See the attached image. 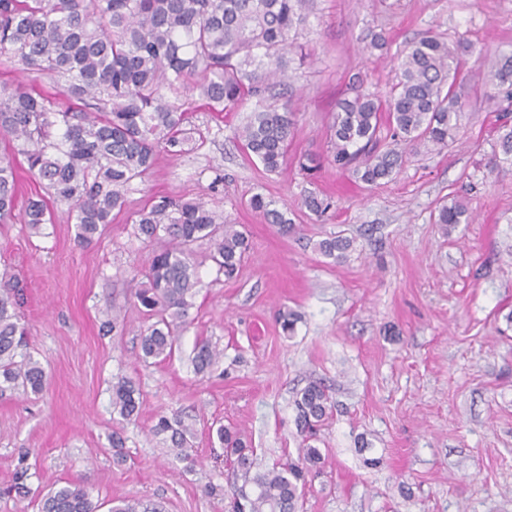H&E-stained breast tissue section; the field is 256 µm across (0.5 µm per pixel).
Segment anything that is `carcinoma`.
<instances>
[{
  "label": "carcinoma",
  "instance_id": "1",
  "mask_svg": "<svg viewBox=\"0 0 512 512\" xmlns=\"http://www.w3.org/2000/svg\"><path fill=\"white\" fill-rule=\"evenodd\" d=\"M314 0H0V55L67 80L65 102L0 83V133L17 142L27 168L51 190L55 204L75 214V239L91 243L125 208L128 184L149 173L158 150L182 152L189 113L172 94L196 92L212 112L245 100L255 104L238 137L247 154L267 173L287 164L295 112L268 101L276 79L285 75L308 24ZM476 48L449 46L434 35L410 42L398 56L396 82L383 99L355 91L338 102L330 126L333 158L354 165L364 183L390 178L402 162L401 145L428 142L444 148L455 139L462 112L456 85L473 75L462 56ZM485 83L512 99V51L502 53ZM392 129L395 147H377L381 127ZM496 164L512 166V127L500 137ZM283 233L292 229L288 212L259 193L249 201ZM16 207L13 159L0 157V220ZM44 200L31 199L23 219L38 233L50 223ZM466 209L457 201L439 207L435 223L453 228ZM135 234L164 238L146 270L133 274L136 303L156 318L141 338L143 356L172 359L179 331L186 327L199 284L192 246L211 243L209 259L217 274L231 280L249 250L246 235L204 202L154 196L140 209ZM351 248L344 237L318 243L321 254L341 260ZM19 289L0 283V396L42 391L46 372L24 351ZM222 352L207 339L196 341L191 364L198 375L212 371ZM142 407L130 380L112 385V412L134 421ZM296 426L302 436L299 460L259 469L254 451L240 431L224 426L216 437L233 464L237 487L232 512H298L308 475L321 463L311 444L333 403L320 384H308L296 399ZM178 461L189 459L193 426L161 416L151 428ZM77 482L59 485L41 499V512H98ZM110 512H167L161 500H140Z\"/></svg>",
  "mask_w": 512,
  "mask_h": 512
}]
</instances>
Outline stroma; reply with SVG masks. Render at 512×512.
Here are the masks:
<instances>
[{
	"mask_svg": "<svg viewBox=\"0 0 512 512\" xmlns=\"http://www.w3.org/2000/svg\"><path fill=\"white\" fill-rule=\"evenodd\" d=\"M426 34L511 46L512 0H316L299 37L306 56L271 91L296 111L285 169L267 173L245 154L238 130L251 103L218 113L183 95L190 144L177 156L159 151L149 174L130 182L125 210L87 245L66 208L51 206L41 233L24 224L29 199L49 193L0 135V156L14 157L19 209L0 222V273L23 290L27 350L47 373L39 394L0 397V512H40L41 495L65 481L84 485L98 512L116 499L227 512L233 475L209 425L243 430L258 467L298 457L295 399L312 381L335 408L301 512H512V167L493 163L506 101L466 83L455 142L407 148L391 179L369 185L331 160L337 102L356 83L385 95L397 53ZM377 35L383 48L370 46ZM0 82L63 91L58 78L3 56ZM307 153L320 159L311 172L296 163ZM312 192L330 201L327 213L304 206ZM257 193L287 209L291 233L250 209ZM154 196L203 201L250 243L232 280L217 275L208 242L194 244L201 283L165 362L140 357L153 320L135 304L132 282L161 247L138 239L131 221ZM455 200L470 220L448 230L434 218ZM334 236L353 242L340 261L317 249ZM110 307L124 324L107 335ZM287 310L297 316L288 336L278 320ZM200 336L224 352L203 378L187 361ZM121 378L143 398L137 420L123 424L112 413ZM175 415L195 420L188 462L150 433L158 417ZM23 464L31 493L21 498L10 487Z\"/></svg>",
	"mask_w": 512,
	"mask_h": 512,
	"instance_id": "35a3bbf8",
	"label": "stroma"
}]
</instances>
